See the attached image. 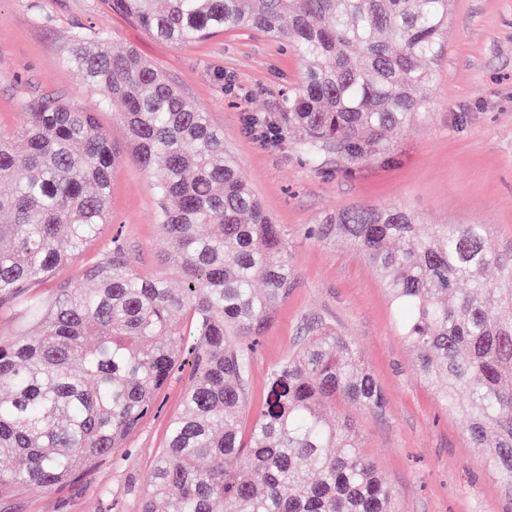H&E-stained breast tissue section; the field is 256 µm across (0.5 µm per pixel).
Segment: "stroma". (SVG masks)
Listing matches in <instances>:
<instances>
[{
  "instance_id": "obj_1",
  "label": "stroma",
  "mask_w": 512,
  "mask_h": 512,
  "mask_svg": "<svg viewBox=\"0 0 512 512\" xmlns=\"http://www.w3.org/2000/svg\"><path fill=\"white\" fill-rule=\"evenodd\" d=\"M78 27L110 29L115 48L136 46L202 106L263 207L288 232L294 285L250 353V409L262 406L270 371L301 347L312 326L336 327L356 344L386 396L378 411L341 403L336 412L353 420L364 454L395 490L401 512H512V496L420 377L378 277L348 245H320L306 235L322 214L392 204L431 224L485 225L512 255V0H451L427 116L354 167L333 156L314 167L295 146L277 152L250 134L246 114L276 116L299 81L300 63L281 44L237 32L179 47L148 36L104 0H0V133L16 129L30 100L60 95L95 110L120 151L108 224L94 246L36 286L44 295L81 281L115 236L141 273L175 275L153 180L132 150L121 114L100 106L66 61ZM192 380L190 367L174 374L124 447L94 470L51 489L14 488L0 496V512H139L168 424Z\"/></svg>"
}]
</instances>
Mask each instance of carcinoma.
<instances>
[{
  "instance_id": "cac0c4a2",
  "label": "carcinoma",
  "mask_w": 512,
  "mask_h": 512,
  "mask_svg": "<svg viewBox=\"0 0 512 512\" xmlns=\"http://www.w3.org/2000/svg\"><path fill=\"white\" fill-rule=\"evenodd\" d=\"M176 46L236 31L284 45L302 64L278 116L248 117L272 149L288 131L312 166H354L427 111L444 53L449 0H104ZM68 63L118 108L154 178L177 281L141 274L114 237L85 281L30 289L97 242L119 153L84 106L28 102L0 133V305L26 326L0 343V492L80 478L123 446L176 365L195 381L169 424L140 512H398L361 451L343 401L380 409L385 394L355 343L320 325L270 372L243 436L248 351L294 274L288 233L239 172L208 113L112 31L78 28ZM343 241L380 276L421 378L505 489L512 491V261L482 224H426L396 206L352 205L307 228ZM498 273L496 281L487 272ZM196 327L184 335L177 316Z\"/></svg>"
}]
</instances>
